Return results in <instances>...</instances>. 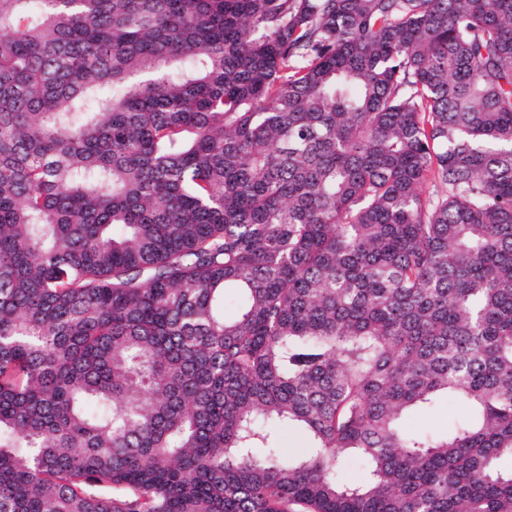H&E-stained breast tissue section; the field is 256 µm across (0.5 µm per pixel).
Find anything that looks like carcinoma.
Segmentation results:
<instances>
[{
	"label": "carcinoma",
	"instance_id": "1",
	"mask_svg": "<svg viewBox=\"0 0 512 512\" xmlns=\"http://www.w3.org/2000/svg\"><path fill=\"white\" fill-rule=\"evenodd\" d=\"M507 458L512 0H0V512H512ZM462 413L460 407L441 402L427 412L413 416L409 425L423 432L442 433L459 420Z\"/></svg>",
	"mask_w": 512,
	"mask_h": 512
}]
</instances>
